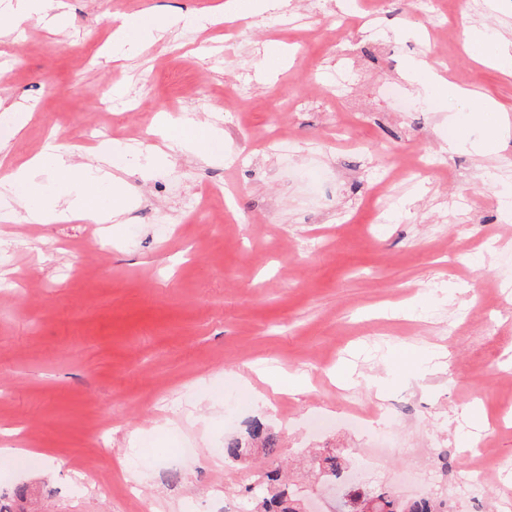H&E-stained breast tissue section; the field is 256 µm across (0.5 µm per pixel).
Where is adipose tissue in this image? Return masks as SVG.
Wrapping results in <instances>:
<instances>
[{
    "label": "adipose tissue",
    "mask_w": 512,
    "mask_h": 512,
    "mask_svg": "<svg viewBox=\"0 0 512 512\" xmlns=\"http://www.w3.org/2000/svg\"><path fill=\"white\" fill-rule=\"evenodd\" d=\"M288 0H223L210 10H190L158 16L144 10L119 18L112 32V57L120 60L131 48L143 46L174 27L198 32L208 30L227 18H248L283 10ZM62 0H0V14L12 15L16 24L30 21L54 26L63 24ZM467 49L476 58L491 61L504 75L512 76V40L476 29L470 32ZM97 157L110 159L113 170L76 161L70 147L57 146L17 167L9 176L24 220L50 224L70 215L92 224H115L125 207L122 179L116 168L125 164L111 143H101ZM51 170L54 179L45 182L41 173Z\"/></svg>",
    "instance_id": "1"
}]
</instances>
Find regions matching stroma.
<instances>
[{
  "mask_svg": "<svg viewBox=\"0 0 512 512\" xmlns=\"http://www.w3.org/2000/svg\"><path fill=\"white\" fill-rule=\"evenodd\" d=\"M64 2L68 27L0 36V96L32 111L12 165L57 143L91 159L110 132L162 119L220 128L224 157L126 151L120 225L0 222V497L22 494L25 512H181L186 499L235 512L263 468L225 461L224 444L259 419L317 512H338L317 448L341 449L364 488L396 501L427 485L448 512H500L512 497V219L499 198L512 138L482 156L449 150L452 135L481 140L495 113L405 73L425 60L512 109V78L466 50L474 26L512 35V14L488 0H438L433 15L413 0H288L117 64L116 19L218 0ZM438 26L447 48L428 40ZM272 41L286 56L270 75ZM346 66L349 102L329 92ZM300 96L308 111L294 110ZM93 121L110 132L89 133ZM275 124L288 157L264 137ZM213 181L224 207L158 223ZM257 365L305 374V393L272 391ZM384 405L394 413L371 429L348 419ZM475 466L485 486L464 509L458 481Z\"/></svg>",
  "mask_w": 512,
  "mask_h": 512,
  "instance_id": "1",
  "label": "stroma"
}]
</instances>
